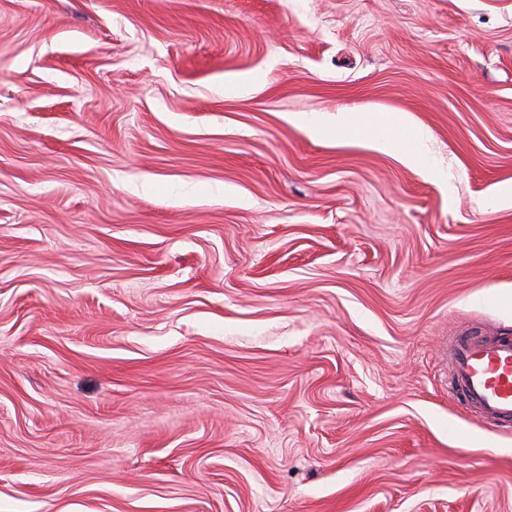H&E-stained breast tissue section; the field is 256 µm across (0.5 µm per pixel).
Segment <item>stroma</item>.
Wrapping results in <instances>:
<instances>
[{"label": "stroma", "instance_id": "35a3bbf8", "mask_svg": "<svg viewBox=\"0 0 512 512\" xmlns=\"http://www.w3.org/2000/svg\"><path fill=\"white\" fill-rule=\"evenodd\" d=\"M463 327L512 332V0H0V512H512ZM336 130L347 139L371 138L382 150L397 153L408 164L426 161L424 138L420 131L408 134L401 118L381 115L370 120L356 119L350 112L337 111Z\"/></svg>", "mask_w": 512, "mask_h": 512}]
</instances>
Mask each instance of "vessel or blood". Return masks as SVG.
I'll use <instances>...</instances> for the list:
<instances>
[{"label":"vessel or blood","mask_w":512,"mask_h":512,"mask_svg":"<svg viewBox=\"0 0 512 512\" xmlns=\"http://www.w3.org/2000/svg\"><path fill=\"white\" fill-rule=\"evenodd\" d=\"M448 392L494 424H512V337L468 330L448 340Z\"/></svg>","instance_id":"vessel-or-blood-1"}]
</instances>
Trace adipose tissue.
Returning a JSON list of instances; mask_svg holds the SVG:
<instances>
[{
    "label": "adipose tissue",
    "instance_id": "1",
    "mask_svg": "<svg viewBox=\"0 0 512 512\" xmlns=\"http://www.w3.org/2000/svg\"><path fill=\"white\" fill-rule=\"evenodd\" d=\"M336 129L348 139L371 138L380 149L397 153L405 163L422 164L426 161L422 133L408 131L402 119L381 115L361 120L342 111L336 115Z\"/></svg>",
    "mask_w": 512,
    "mask_h": 512
}]
</instances>
